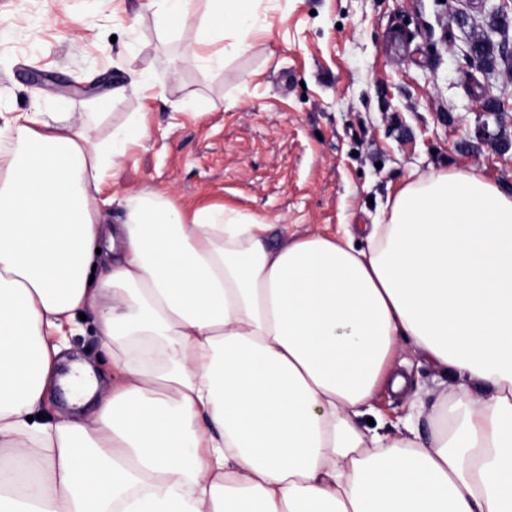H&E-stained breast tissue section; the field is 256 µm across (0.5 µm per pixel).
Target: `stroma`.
Wrapping results in <instances>:
<instances>
[{
    "label": "stroma",
    "instance_id": "35a3bbf8",
    "mask_svg": "<svg viewBox=\"0 0 512 512\" xmlns=\"http://www.w3.org/2000/svg\"><path fill=\"white\" fill-rule=\"evenodd\" d=\"M144 2L0 0V123L35 105L95 116L103 141L145 113L149 138L118 159L106 192L224 203L299 232L375 223L401 184L432 169L512 186V152L461 148L477 112L456 64L471 27L436 0H263L259 32L220 69L182 66L197 19L173 33ZM140 72L153 96L113 99ZM64 354L92 364L110 393L93 318Z\"/></svg>",
    "mask_w": 512,
    "mask_h": 512
}]
</instances>
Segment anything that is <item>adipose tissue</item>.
<instances>
[{
	"label": "adipose tissue",
	"instance_id": "obj_1",
	"mask_svg": "<svg viewBox=\"0 0 512 512\" xmlns=\"http://www.w3.org/2000/svg\"><path fill=\"white\" fill-rule=\"evenodd\" d=\"M258 2L149 5L178 31L200 15L191 67L239 52ZM147 137L140 116L108 143L67 117L0 125V512H512V192L420 174L360 248L222 204L102 197ZM82 311L112 392L91 420L39 419ZM405 351L439 391L408 390ZM384 385L406 410L368 426Z\"/></svg>",
	"mask_w": 512,
	"mask_h": 512
}]
</instances>
